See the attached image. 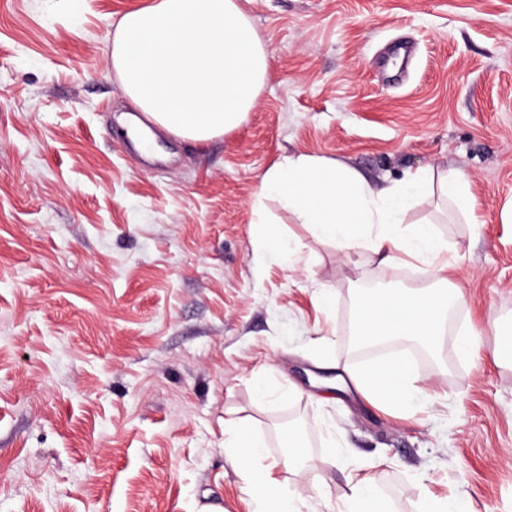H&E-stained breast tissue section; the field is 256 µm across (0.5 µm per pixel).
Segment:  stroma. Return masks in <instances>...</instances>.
I'll return each instance as SVG.
<instances>
[{"instance_id": "stroma-1", "label": "stroma", "mask_w": 512, "mask_h": 512, "mask_svg": "<svg viewBox=\"0 0 512 512\" xmlns=\"http://www.w3.org/2000/svg\"><path fill=\"white\" fill-rule=\"evenodd\" d=\"M149 2L0 0V512H254L225 460L234 418L272 458L291 425L312 459L343 450L278 471L294 505L321 483L340 506L377 460L392 512H512V365L494 356L512 324V0H243L270 56L255 108L205 144L155 128L146 158L111 52ZM292 154L378 191L465 178L471 220L436 196L407 214L457 257L440 360L345 338L366 281L421 271L345 258L272 200L294 264L258 241L251 202ZM392 355L422 389L410 411L319 387Z\"/></svg>"}]
</instances>
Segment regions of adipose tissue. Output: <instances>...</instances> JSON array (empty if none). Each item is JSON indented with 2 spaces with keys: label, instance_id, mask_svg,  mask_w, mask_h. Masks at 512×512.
Returning a JSON list of instances; mask_svg holds the SVG:
<instances>
[{
  "label": "adipose tissue",
  "instance_id": "ef3b65f1",
  "mask_svg": "<svg viewBox=\"0 0 512 512\" xmlns=\"http://www.w3.org/2000/svg\"><path fill=\"white\" fill-rule=\"evenodd\" d=\"M112 66L127 99L151 122L177 137L205 142L246 120L266 81L270 56L241 0H152L122 15L112 38ZM435 192L448 206L468 212L466 184L458 178L437 181L417 172L377 193L336 161L286 156L262 175L252 208L259 236L282 254L290 244L268 222L269 199L338 251L418 260L429 286L365 293L355 303V325L367 341L405 336L432 345L463 291L451 280L447 242L427 225L405 223L404 215L411 201ZM353 383L363 396L400 411L410 410L419 393L410 365L398 358L370 365ZM224 431L230 436L226 459L258 512H293L287 488L272 472L304 462L297 434L289 433L288 451L270 460L246 421L227 420Z\"/></svg>",
  "mask_w": 512,
  "mask_h": 512
}]
</instances>
